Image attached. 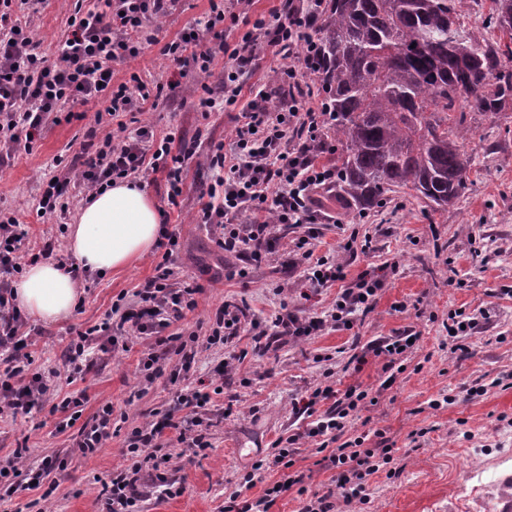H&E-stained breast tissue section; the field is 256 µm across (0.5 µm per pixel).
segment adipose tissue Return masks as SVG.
<instances>
[{"instance_id": "adipose-tissue-1", "label": "adipose tissue", "mask_w": 512, "mask_h": 512, "mask_svg": "<svg viewBox=\"0 0 512 512\" xmlns=\"http://www.w3.org/2000/svg\"><path fill=\"white\" fill-rule=\"evenodd\" d=\"M160 228L150 196L134 181H118L81 209L69 227L68 247L81 268L109 272L129 267L147 254ZM13 289L17 305L46 324L68 319L78 305L71 274L49 262L28 266Z\"/></svg>"}]
</instances>
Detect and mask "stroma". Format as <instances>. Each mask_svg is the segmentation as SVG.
<instances>
[{"instance_id": "35a3bbf8", "label": "stroma", "mask_w": 512, "mask_h": 512, "mask_svg": "<svg viewBox=\"0 0 512 512\" xmlns=\"http://www.w3.org/2000/svg\"><path fill=\"white\" fill-rule=\"evenodd\" d=\"M36 9L32 15L27 6H13L15 15H31L33 39L43 51L53 52L68 13L62 0H40ZM208 11L209 0H180L175 13L161 24L158 44L115 65V81H124L132 72L150 84L166 81L161 44L206 21ZM223 68V59H216V74ZM216 74L203 84L182 79L147 106L145 117L157 134L173 130L205 149L231 138L241 105L206 116L188 106L203 86L217 85ZM103 109L98 102L74 106V120L52 126L31 153L16 155L0 167V211L16 213L23 223L24 251L38 252L51 236L59 253H67V237L58 227L74 223L85 195L79 187H70L67 212L42 218L36 211L42 182L70 165L89 136L100 139L111 132L112 118ZM469 120L474 133L465 149L474 164L457 206L435 212L406 189L393 210L362 214L343 198L326 193L319 199L326 221L282 230L280 251L293 249L307 236L315 255L344 265L341 285L315 293L303 268L287 273L274 261L256 264L227 255L208 229L195 223L199 186L207 171L188 163L185 201L179 208L169 207L161 174L140 172L138 182L158 210L167 213L168 230L179 235V279L203 288L197 309L175 323L177 331L208 334L210 317L227 300L247 306L257 328L263 329L284 304L303 316L331 311L339 289L355 287L362 274L380 276L384 286L373 311L353 328L329 325L319 335L262 355L252 354L246 331L226 347L199 346L189 372L181 371L178 359L165 360L163 374L150 383L140 373L142 340L117 328L113 334L121 339V348L109 354L90 348L88 371L70 384L64 372L77 331L97 323L118 296L133 293L154 276L163 251L152 248L125 270L89 274L70 318L48 325L27 321L34 368L57 373L58 378L54 395L30 412L0 418V512H36L40 490L12 489L4 476L15 465L19 448L26 449L31 465L46 456L64 459V469L49 476L57 486L51 512H102V488L125 465L122 450L131 431L150 421L154 412L173 407L177 391L186 386H201L212 394L207 412L211 446L198 454L181 445L172 447L168 476L183 492L170 496L144 487L141 512H224V500L233 491L254 499L266 485L280 480L275 471L252 488L239 487L242 475L274 441L301 428L297 402L326 385L340 390L354 385L375 397V404L355 414L348 435L364 436L369 448H393L388 470L367 482L369 504L340 501L335 512H496L499 485L475 492L473 468L495 470L500 478L512 475V387L506 385L512 377V108L493 118L473 114ZM352 235L367 242V249L343 251L342 240ZM458 312L478 320L463 352L455 350L445 329L450 315ZM403 332L416 335L417 342L404 354V370L393 383H386L381 361L352 362L353 341L365 344ZM227 361L234 364V372L219 376V367ZM477 383L486 386V393L467 397L466 388ZM219 385L224 388L220 394L215 391ZM446 394L454 395V403H443ZM68 396L78 399L77 413L84 422L102 402L112 404V437L94 454H81L78 429L67 424L72 413L56 408ZM435 399L440 407H432ZM413 433L419 434L418 443H410ZM294 468L306 474L308 493L335 486V470L324 468L310 442H302Z\"/></svg>"}]
</instances>
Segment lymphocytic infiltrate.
Segmentation results:
<instances>
[{
  "label": "lymphocytic infiltrate",
  "mask_w": 512,
  "mask_h": 512,
  "mask_svg": "<svg viewBox=\"0 0 512 512\" xmlns=\"http://www.w3.org/2000/svg\"><path fill=\"white\" fill-rule=\"evenodd\" d=\"M306 15H299L294 0H281L271 17H258L234 47L208 44V36L223 23L231 6L228 0H210L205 24L193 25L179 38L164 44L161 56L175 63L180 75H210L217 54H225V104H235L244 84L242 78L257 65L260 50L271 51L282 60L276 74V88L252 90L251 98L236 118L229 145H215L210 154L199 155L195 146L181 142L177 133L156 138L150 123L143 121V107L153 90L138 75L129 82L113 84L112 66L138 57L149 39L144 21L168 16L178 0H106V11L85 8V0H71L68 31L60 41L55 58H48L34 42L29 22L11 16L12 0H0V161L20 152H31L34 140L47 128L60 124L66 104H87L106 100L107 113L117 118L111 136L99 142L93 153H81L56 181L47 183L38 208L44 214L66 212L68 184L98 193L113 180L126 179L141 170L162 173L167 201L177 204L183 194V168L188 160L210 169L222 168V175L205 190L206 202L199 210L200 223L209 225L225 253L259 263L275 258L279 241L275 229L288 224H312L314 195L331 191L336 169L318 164V155L335 153L324 130L335 119L320 97L301 94L304 77L319 70L316 43L311 31L323 13L325 0H309ZM25 231L12 214H0V347L10 349L11 367L0 373V416L17 415L44 399L51 379L32 371V356L23 337L25 321L13 302L12 279L23 270L22 242ZM284 264L288 268L307 266L312 287L325 288L343 280L344 267L335 260L315 256L305 241H298ZM156 274L148 279L128 306L113 303L129 333L147 342L143 368L148 376L161 372L160 363L178 356L182 368L195 361L196 336L172 332L174 323L195 309L199 286L178 281L169 259H162ZM382 283L361 276L357 287L343 289L329 317H301L281 307L270 325L253 337L254 348L268 350L283 340L318 335L326 325L352 327L354 317L366 316L374 308ZM246 306L233 302L217 309L208 345H229L248 324ZM111 352L116 341L110 320L78 332L70 344L69 379H77L84 368L89 345ZM366 391L348 387L313 390L298 406L306 418L303 431L275 443L264 458L256 461L241 484L253 487L263 473L294 465L299 442L308 439L318 450L327 451L328 467L336 471V488L349 501H365L369 476L390 464L391 449L364 447L363 437L345 439L344 434L363 401ZM211 401L209 393L183 388L177 395L176 411H167L152 422L134 428L122 453L125 469L113 473L105 486L106 512H136L141 496L138 484L143 469L155 470L157 481H165L161 467L163 450L178 441L205 451L210 446L203 416ZM328 409H321V402Z\"/></svg>",
  "instance_id": "lymphocytic-infiltrate-1"
}]
</instances>
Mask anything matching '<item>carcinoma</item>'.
I'll list each match as a JSON object with an SVG mask.
<instances>
[{
	"label": "carcinoma",
	"instance_id": "1",
	"mask_svg": "<svg viewBox=\"0 0 512 512\" xmlns=\"http://www.w3.org/2000/svg\"><path fill=\"white\" fill-rule=\"evenodd\" d=\"M491 2L494 41L462 27L461 0H326L310 89L336 114L338 195L366 210L403 188L434 209L457 204L472 165L467 114L512 107V0Z\"/></svg>",
	"mask_w": 512,
	"mask_h": 512
}]
</instances>
